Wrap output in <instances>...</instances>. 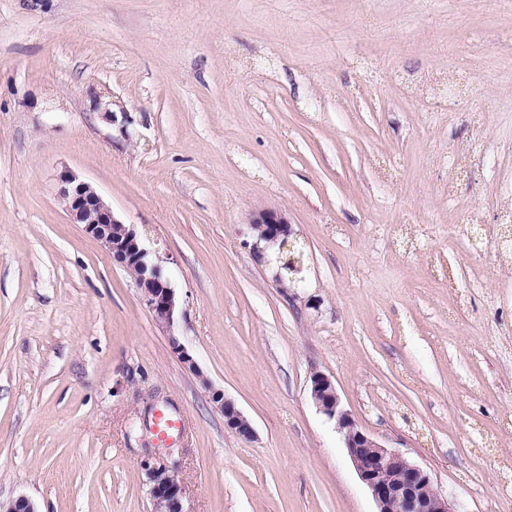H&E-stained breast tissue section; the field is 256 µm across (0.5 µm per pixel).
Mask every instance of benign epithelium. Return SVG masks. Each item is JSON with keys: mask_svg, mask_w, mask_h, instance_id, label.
<instances>
[{"mask_svg": "<svg viewBox=\"0 0 512 512\" xmlns=\"http://www.w3.org/2000/svg\"><path fill=\"white\" fill-rule=\"evenodd\" d=\"M60 197L73 223L99 242L113 260L124 269L142 274L135 278L137 288L148 308L163 327L173 328L180 311L175 288L164 275L159 261L141 243L134 225L116 217L102 196L75 172L65 169L59 175ZM257 241L267 247L284 249L292 234L285 215L260 209L249 221ZM173 349L181 362L197 376H203L197 362L175 335H170ZM211 402L224 415V425L246 439L254 437L249 420L224 390L209 387ZM310 398L316 408L335 421L348 456L361 482L370 492L377 512H456L448 497L434 485L430 473L403 454L383 446L365 432L344 409L332 379L317 371L310 378ZM149 482V495L158 512H185L184 490L171 467L144 460L141 463ZM0 512H36L31 500L23 495L0 502Z\"/></svg>", "mask_w": 512, "mask_h": 512, "instance_id": "benign-epithelium-1", "label": "benign epithelium"}]
</instances>
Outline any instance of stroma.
Returning a JSON list of instances; mask_svg holds the SVG:
<instances>
[{
    "mask_svg": "<svg viewBox=\"0 0 512 512\" xmlns=\"http://www.w3.org/2000/svg\"><path fill=\"white\" fill-rule=\"evenodd\" d=\"M66 169L159 257L173 329ZM511 214L512 0H0V501L153 512V455L186 512H375L320 371L456 512H512ZM59 182L60 197L72 222L80 224L84 233L99 242L125 270L142 271L134 281L143 301L163 327L173 328L180 311L176 290L164 275L159 258L153 260L141 243L134 225L116 217L102 196L75 172L63 170ZM148 265L151 272L145 275ZM248 224L256 233L257 241L263 242L265 248L277 245L279 250H283L292 234L287 217L270 209L255 211ZM211 402L224 415V425L246 439L254 437L249 420L238 409L234 401L227 398L223 389L210 387Z\"/></svg>",
    "mask_w": 512,
    "mask_h": 512,
    "instance_id": "obj_1",
    "label": "stroma"
}]
</instances>
